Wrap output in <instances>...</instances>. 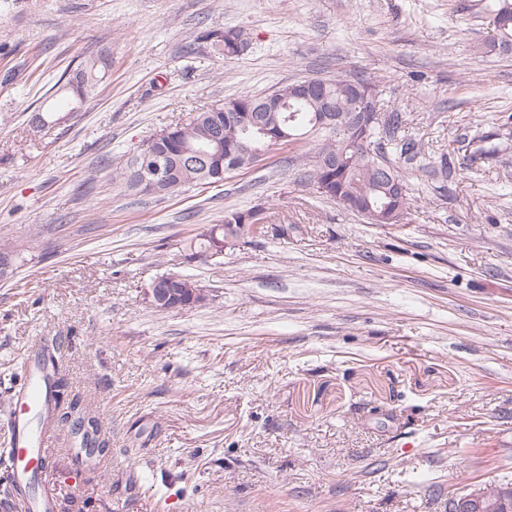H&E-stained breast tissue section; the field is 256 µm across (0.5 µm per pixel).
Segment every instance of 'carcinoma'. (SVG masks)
<instances>
[{
	"instance_id": "carcinoma-1",
	"label": "carcinoma",
	"mask_w": 512,
	"mask_h": 512,
	"mask_svg": "<svg viewBox=\"0 0 512 512\" xmlns=\"http://www.w3.org/2000/svg\"><path fill=\"white\" fill-rule=\"evenodd\" d=\"M467 9L476 18H488L492 21L495 35L487 44L489 50L512 53V0H493L489 4L480 0L467 6ZM204 39L209 41L213 54L224 58L240 56L237 43H248L242 30L211 32L204 35ZM108 66L109 58L104 48L88 50L79 65L81 80L74 83L63 74L54 87L59 91L70 92L82 101L103 82ZM354 85L367 88L372 94L376 91V85L359 78L352 84L340 77L316 79L314 93L306 98L297 97L295 83L292 82L266 94L242 92L224 104L195 113L188 124L168 128L163 148L166 174L148 193L165 197L187 187L221 184L225 176L233 170L250 168L253 152H269L280 145L281 131L289 127L303 137L302 147L307 149L303 178L321 197L334 202L339 196L363 198L382 217L383 224L394 212L400 218H405L411 205L409 195H404L400 207H395L388 196L387 178L380 173L379 168L373 166L376 161L388 170L390 177L407 182L406 172L399 165V159L416 158L421 154L422 146L413 138H396L395 130L401 128L404 122L403 113H389L384 124L369 133L367 142L356 149L338 136L337 127H319L313 122L316 115L329 108L334 110L336 117H345L358 111L361 101L351 92ZM272 98L280 100L281 105L262 112V122L267 134L248 141L243 133V116L257 110L262 103ZM386 143L392 145L391 152L397 159L389 158L383 151ZM336 153L343 156L341 165L325 167L320 164L322 155ZM229 155L235 161L233 168L225 161V157ZM112 181L130 190H141L135 181L131 165L113 172ZM252 212L251 208L227 212L222 223L209 225L191 239L189 249L205 256L222 253L224 238H243L240 225L249 223L248 217ZM177 277L184 294L194 298L191 307H201L209 303V291L202 288L198 280L182 273L177 274Z\"/></svg>"
}]
</instances>
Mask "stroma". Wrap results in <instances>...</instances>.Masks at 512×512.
Wrapping results in <instances>:
<instances>
[{"label": "stroma", "instance_id": "35a3bbf8", "mask_svg": "<svg viewBox=\"0 0 512 512\" xmlns=\"http://www.w3.org/2000/svg\"><path fill=\"white\" fill-rule=\"evenodd\" d=\"M469 0H0V455L42 356L108 443L53 434L55 512H448L512 479V54ZM244 29L224 59L203 31ZM100 91L39 133L89 47ZM193 54H186V47ZM340 75L420 141L403 224L319 198L300 150L172 196L112 170L159 130L280 85ZM261 207L263 236L192 257L186 239ZM165 272L210 304L162 312ZM169 275H176L179 278V287L184 288L183 292L190 300L191 297L194 298V301L191 305L186 307H180L178 306L182 305L181 303V292L180 288H156L159 281H156L150 288L146 291V296L148 300H151V305L154 307H158L160 309H168V310H160L159 311H167V312H173V311H182L185 309H191L194 307H201L206 304H209V301L212 300L210 298L209 290L202 288V286L199 285V281L196 280L191 275L182 274V273H163L159 276H157L153 282L158 278H164L165 276ZM152 282V283H153ZM151 283V284H152ZM150 284V285H151ZM157 308V309H158ZM177 308V309H175ZM174 309V310H171Z\"/></svg>", "mask_w": 512, "mask_h": 512}]
</instances>
